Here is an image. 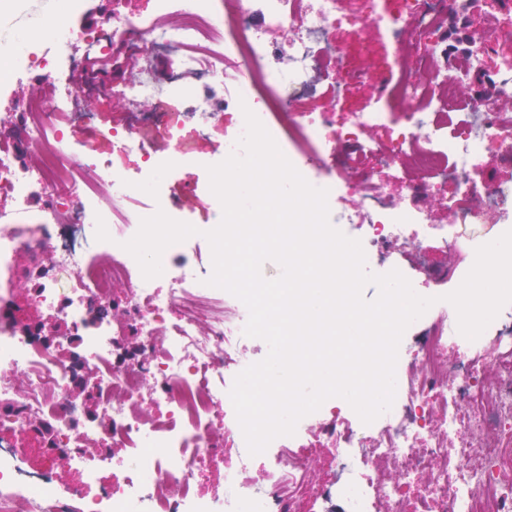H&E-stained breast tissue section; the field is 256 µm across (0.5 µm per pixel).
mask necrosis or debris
<instances>
[{
    "label": "necrosis or debris",
    "instance_id": "1",
    "mask_svg": "<svg viewBox=\"0 0 512 512\" xmlns=\"http://www.w3.org/2000/svg\"><path fill=\"white\" fill-rule=\"evenodd\" d=\"M144 16L116 14L95 31L63 27L58 16L38 18L44 41L0 61V100L46 71L53 99L21 103L18 140L34 150L17 163L0 148V512H512V303L476 340L457 329V318L426 312L405 331L398 350L392 408L363 423L343 399L324 402L303 417L291 436L275 438L249 455L229 396L235 377L255 363L256 339L245 336L246 306L209 286L212 266L171 257L193 240L171 245L161 276L144 279L124 250L119 228L138 229L145 213L136 198L165 207V183L205 137L213 114L208 90L220 89L224 106L248 108L290 162L304 160L302 176L328 189L329 220L360 240L370 268L390 271L408 261L412 286L428 283L445 295L452 274L431 263L428 243L453 249L466 230H482L488 243L512 229V182L480 183L478 171L512 164V113L458 93L460 78L480 74L499 95H512V8L470 30L469 51L447 68L443 35L453 0H360L345 13L342 0H153ZM359 38L380 35L391 52L383 69L368 71L340 47L336 30ZM133 56H172L165 79L137 70L121 97L162 107L182 99L188 125L166 127L165 156L146 126L115 128L114 150L135 152V172L119 173L106 156L81 158L69 149L72 129L88 114L72 75L84 59L106 58L114 42ZM333 79L337 103L352 86L369 81L378 104L339 119L336 110L300 109L316 84ZM407 103V122L394 128L385 104ZM368 129L379 137L364 139ZM401 167L409 175L395 195L383 175ZM43 204L28 223L35 192ZM82 198L69 218L65 200ZM436 193L451 215L434 222L420 196ZM50 249L51 271L34 286L37 306L64 321L69 333L43 342L24 331L9 310L19 251ZM129 288L123 321L89 322L94 308L111 309L116 284ZM140 355L120 360L126 334ZM55 429L53 443L39 433ZM126 448L107 486L87 457L88 442ZM44 465H26L29 447ZM224 489L197 491L200 472L220 447ZM81 477L59 491L57 458Z\"/></svg>",
    "mask_w": 512,
    "mask_h": 512
}]
</instances>
